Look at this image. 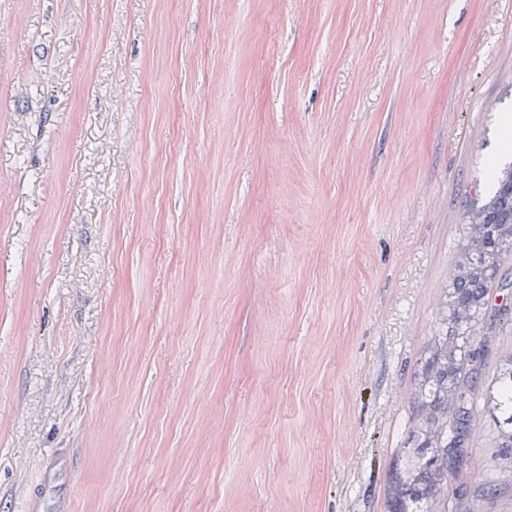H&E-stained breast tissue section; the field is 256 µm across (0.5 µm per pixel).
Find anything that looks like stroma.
Segmentation results:
<instances>
[{
    "label": "stroma",
    "mask_w": 512,
    "mask_h": 512,
    "mask_svg": "<svg viewBox=\"0 0 512 512\" xmlns=\"http://www.w3.org/2000/svg\"><path fill=\"white\" fill-rule=\"evenodd\" d=\"M510 114L512 0H0V512H386Z\"/></svg>",
    "instance_id": "stroma-1"
}]
</instances>
